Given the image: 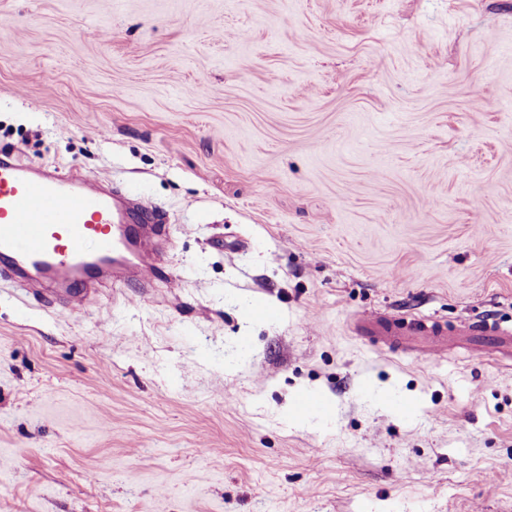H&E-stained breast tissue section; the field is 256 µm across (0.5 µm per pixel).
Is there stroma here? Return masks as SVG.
Masks as SVG:
<instances>
[{"instance_id": "35a3bbf8", "label": "stroma", "mask_w": 512, "mask_h": 512, "mask_svg": "<svg viewBox=\"0 0 512 512\" xmlns=\"http://www.w3.org/2000/svg\"><path fill=\"white\" fill-rule=\"evenodd\" d=\"M4 146L178 285L0 287V512H512V360L354 328H512V0H0Z\"/></svg>"}]
</instances>
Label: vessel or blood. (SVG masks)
<instances>
[{
  "label": "vessel or blood",
  "mask_w": 512,
  "mask_h": 512,
  "mask_svg": "<svg viewBox=\"0 0 512 512\" xmlns=\"http://www.w3.org/2000/svg\"><path fill=\"white\" fill-rule=\"evenodd\" d=\"M161 221L156 208L111 185L77 182L0 155V282L47 285L54 300L73 310L91 303L104 281L128 278L138 286L136 299L148 301L163 270L145 240ZM409 333L430 337V356L444 354L440 338L447 334L476 338L487 355L512 351V330L482 320L448 327L418 320Z\"/></svg>",
  "instance_id": "b4317fda"
}]
</instances>
